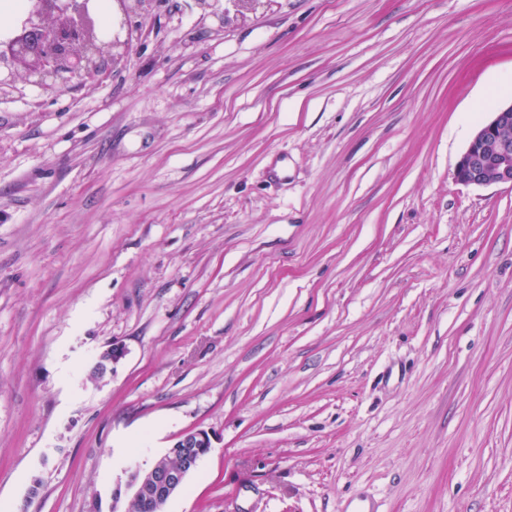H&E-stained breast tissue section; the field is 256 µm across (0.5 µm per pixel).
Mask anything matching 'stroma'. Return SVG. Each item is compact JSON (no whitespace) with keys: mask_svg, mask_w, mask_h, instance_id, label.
Wrapping results in <instances>:
<instances>
[{"mask_svg":"<svg viewBox=\"0 0 512 512\" xmlns=\"http://www.w3.org/2000/svg\"><path fill=\"white\" fill-rule=\"evenodd\" d=\"M112 34L102 83L0 93V505L123 512L203 429L163 512H512V188L454 180L512 0H143ZM210 448V435L205 430H191L180 435L170 449V452L179 454L180 466L170 468L155 462L151 468L142 472L143 474L136 466L133 477L137 488L131 501L138 502L145 495H150L157 501L168 500L183 488L189 474Z\"/></svg>","mask_w":512,"mask_h":512,"instance_id":"1","label":"stroma"}]
</instances>
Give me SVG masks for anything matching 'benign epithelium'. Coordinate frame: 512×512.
<instances>
[{"instance_id":"benign-epithelium-1","label":"benign epithelium","mask_w":512,"mask_h":512,"mask_svg":"<svg viewBox=\"0 0 512 512\" xmlns=\"http://www.w3.org/2000/svg\"><path fill=\"white\" fill-rule=\"evenodd\" d=\"M91 0H29L25 19L6 41L0 40V60L7 69L0 74V88L17 81L56 89L70 84L100 81L107 66L88 55L97 43L98 18ZM456 183L466 187L507 185L512 188V100L499 105L473 131L454 170ZM211 448L210 435L202 429L179 436L171 452L181 458L177 468L155 463L142 472L131 501L145 495L167 500L179 492L189 474Z\"/></svg>"}]
</instances>
